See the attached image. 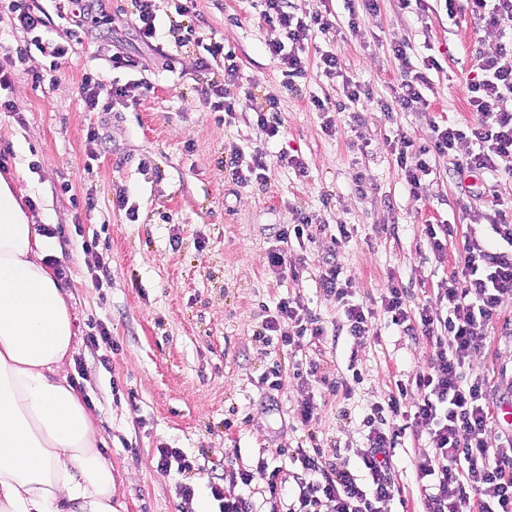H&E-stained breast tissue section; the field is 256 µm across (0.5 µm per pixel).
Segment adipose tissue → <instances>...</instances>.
Returning a JSON list of instances; mask_svg holds the SVG:
<instances>
[{"label":"adipose tissue","instance_id":"1","mask_svg":"<svg viewBox=\"0 0 512 512\" xmlns=\"http://www.w3.org/2000/svg\"><path fill=\"white\" fill-rule=\"evenodd\" d=\"M0 177V512H116L98 417L68 369L77 344L53 237Z\"/></svg>","mask_w":512,"mask_h":512}]
</instances>
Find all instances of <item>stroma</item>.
Here are the masks:
<instances>
[{
  "label": "stroma",
  "instance_id": "35a3bbf8",
  "mask_svg": "<svg viewBox=\"0 0 512 512\" xmlns=\"http://www.w3.org/2000/svg\"><path fill=\"white\" fill-rule=\"evenodd\" d=\"M300 12L326 15L329 32L313 35L310 59L335 50L344 74L367 83L372 102L348 105L335 136L321 129L313 96H342L339 80L309 67L295 86L283 83L277 59L265 50L280 38L248 0H197L193 24L200 36L234 49L240 72L253 84L257 103L279 98L284 134L264 142L245 117L221 120L201 95L224 82V63L197 67L196 47H177V21L168 0H160L161 34L156 46L137 39L129 0H106L112 16L107 29H86L71 54L56 59L32 50L26 76L0 99V175L29 189L32 215L52 229L55 263L66 269L77 346L69 380L93 402L98 428L112 462L118 512H179L177 486L194 485L195 512H214L210 482L224 472H252L255 512H288L296 488L294 467L276 449L318 446L337 467L359 471L366 444L362 419L370 404L397 381H407L426 365L431 347L386 322L380 296L389 279L402 280L413 304L435 298L455 267L469 232L488 233L494 203L512 206V178L486 174L464 192L452 178L448 159H437L410 195L388 143L398 135L424 139L427 119L465 123L466 83L476 71L475 48L494 50L496 31L474 21L467 0H457L448 16L443 0H426L420 14H405L396 0H377L361 12L357 29L347 25L345 0H292ZM406 41L410 59L422 67L427 56L442 63L430 72L425 96L429 118L392 102L401 70L391 39ZM129 64L114 67L116 55ZM99 71L101 104L87 111L81 96L85 72ZM44 75L43 83L32 80ZM141 84L137 102L115 100V86ZM362 122L353 125L352 112ZM266 145L270 156L295 152L307 163L300 173L270 163L261 184L238 187L224 177V160L235 150ZM365 174L357 185V174ZM127 196L120 207L119 196ZM313 224L354 225L352 239L339 247L323 240L288 248L298 277L280 276L267 266L273 227L291 222L295 211ZM459 225L445 263L426 255L425 222ZM352 278L356 299L376 311V336L354 343L346 334L320 342L304 337L292 353L264 347L254 337L266 308L290 297L339 323L333 300L317 288L315 276L327 256ZM101 287H93L92 275ZM111 332V345L92 347L96 325ZM109 356L102 365L101 356ZM316 359L319 377L298 384L296 363ZM280 364L282 385L269 389L262 378ZM471 376L484 379L488 401L512 395V333L495 328L472 361ZM348 383V397L333 396L321 377ZM312 399V422L301 424L297 408ZM427 438L411 424L393 451L391 476L397 490L382 512H425L415 461ZM178 448L194 457L198 470L158 472L157 450ZM282 467L289 490L271 507L263 490L267 475L259 460Z\"/></svg>",
  "mask_w": 512,
  "mask_h": 512
}]
</instances>
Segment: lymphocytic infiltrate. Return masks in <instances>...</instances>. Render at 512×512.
Segmentation results:
<instances>
[{
    "label": "lymphocytic infiltrate",
    "instance_id": "lymphocytic-infiltrate-1",
    "mask_svg": "<svg viewBox=\"0 0 512 512\" xmlns=\"http://www.w3.org/2000/svg\"><path fill=\"white\" fill-rule=\"evenodd\" d=\"M260 17L269 27L282 32V39L268 43L267 51L282 66L286 86L305 78L308 61L306 45L313 33L329 31L330 23L321 14L297 16L286 8L287 0H259ZM15 28L36 33L35 42H16L0 56V89L14 86L20 72L17 62L28 57L31 49L65 58L69 44L52 35L51 21L41 0H13L10 7ZM179 46L202 47L199 66H208L216 58L224 60V83L205 88L202 96L213 111L234 118L239 106L253 109V121L266 140L283 133L278 116V101L267 96L256 104L251 86L240 76L233 50L219 42H204L194 26H186L178 35ZM408 44L395 40L391 50L401 66L402 81L395 95L404 110L424 112L429 102L423 94L429 88L428 71L441 70L437 58H428L425 71H412ZM479 74L467 85V102L473 114L463 124L430 123L425 142L400 136L391 147L410 194H417L421 180L431 172L433 158H451L456 173L474 177L485 173L512 176V41L499 44L494 51H477ZM471 148L457 154L461 141ZM267 153L255 148L250 155L232 153L224 162L227 178L245 186L266 179ZM490 235L466 236L464 258L440 289L435 303L410 305V291L399 283H390L381 299V308L389 325L406 336H424L432 344L425 367L412 384H398L379 401L373 402L363 419L367 429L366 448L361 453L364 469L371 478H361L347 469L327 463L320 448H297L291 453L302 475L297 479L296 507L289 512H380L379 505L391 500L395 483L389 474L390 457L405 428V401H412L413 416L427 429L426 451L416 462L426 512H512V438L497 442L491 438L494 412L484 393V383L469 378L467 372L473 354L500 317L504 295L512 294V213L500 209L489 221ZM325 226H313L305 213L298 212L292 223L281 225L275 234V246L267 254L270 270L286 268L285 244L291 241L315 242ZM324 295L342 309L347 333L355 342L377 335L374 311L353 301L351 280L332 261H324L316 280ZM327 330L320 316L291 299H280L268 312L257 333L265 346L282 350L297 339L317 340ZM248 472L230 473L227 483H211V494L218 512H254Z\"/></svg>",
    "mask_w": 512,
    "mask_h": 512
}]
</instances>
